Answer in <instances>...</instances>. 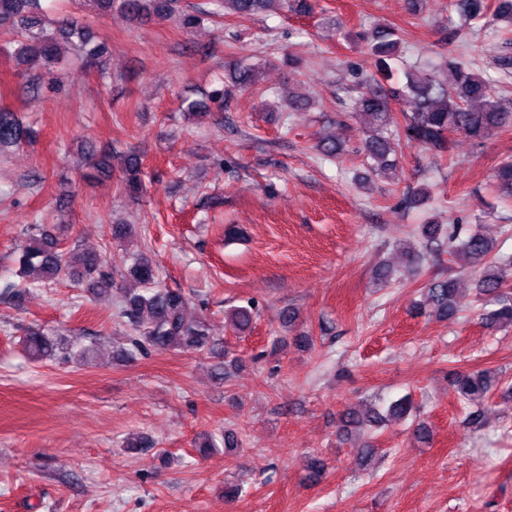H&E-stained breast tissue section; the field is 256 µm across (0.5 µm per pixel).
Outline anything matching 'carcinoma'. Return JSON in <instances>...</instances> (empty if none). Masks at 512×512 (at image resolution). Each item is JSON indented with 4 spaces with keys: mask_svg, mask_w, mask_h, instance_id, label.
Returning <instances> with one entry per match:
<instances>
[{
    "mask_svg": "<svg viewBox=\"0 0 512 512\" xmlns=\"http://www.w3.org/2000/svg\"><path fill=\"white\" fill-rule=\"evenodd\" d=\"M95 14L104 18L117 10L136 21L152 19L175 20L183 29H194L200 16L181 8V0H86ZM214 6L211 14L247 18L260 13L279 12L295 8L304 10V2L291 0H209ZM450 6L468 22L488 23L508 19L512 24V0H450ZM0 31L11 33L15 39L0 45V53L27 66H51L62 58L61 46L67 53L95 60L105 51V45L94 42V36L79 18L62 16L47 20L40 0H0ZM401 39L395 25L384 24L370 35L369 51L376 59V71L367 84L352 96V113L364 126V151L374 161L369 174L383 176L395 166L388 157L397 155L403 145L415 144L427 150L447 151L451 138L460 134L477 145L484 144L493 134L512 129V99L501 97L490 81L470 68L454 66V80L448 84L414 66L403 70L404 83L385 87L391 79V63L400 58ZM233 85L244 88L255 82V72L237 66L228 67ZM401 106V113L392 111V103ZM29 130L20 124L15 112L0 108V148L15 146L27 140ZM144 172L141 159L127 157L121 182L130 195L142 192ZM499 192L512 200V163L500 165L493 174ZM418 231L423 239L435 243L448 240V253L467 264L482 267L478 293L493 302L495 308L483 313L482 320L489 328L512 327V255L497 250L486 237L471 233L461 239L457 230L441 224H422ZM18 276H34L42 283L70 277L86 283L94 296L113 292L122 295L118 317L134 324L138 336L131 339L128 354L153 350L156 352L194 350L212 358L224 357V341L209 335L206 320L201 316L188 317L189 299L181 292L165 288L159 282L147 254L116 258L94 251L76 252L59 244L47 229L29 236L17 253ZM458 281L442 278L428 288V301L442 318L452 320L458 314L455 298ZM256 316L251 305L234 307L225 320L239 331L251 326ZM26 353L33 360H47L68 350V346L33 326L22 340ZM454 386L458 395L469 403H480L492 386L485 370L456 376ZM410 397L404 396L387 408V417L405 419L412 412ZM380 418L375 412L363 416L353 408L341 416V430Z\"/></svg>",
    "mask_w": 512,
    "mask_h": 512,
    "instance_id": "1",
    "label": "carcinoma"
}]
</instances>
